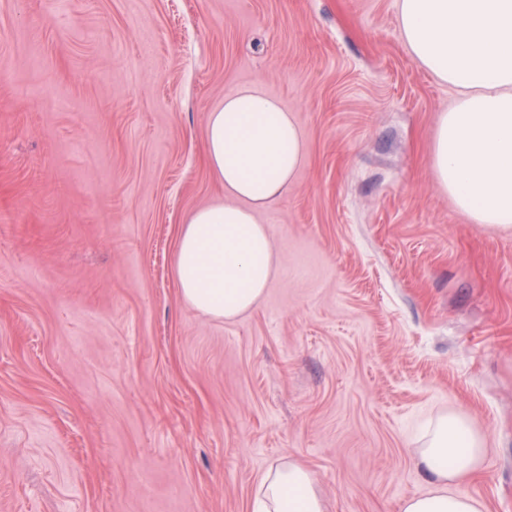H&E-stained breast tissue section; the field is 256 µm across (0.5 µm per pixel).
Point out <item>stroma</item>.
<instances>
[{"instance_id": "1", "label": "stroma", "mask_w": 512, "mask_h": 512, "mask_svg": "<svg viewBox=\"0 0 512 512\" xmlns=\"http://www.w3.org/2000/svg\"><path fill=\"white\" fill-rule=\"evenodd\" d=\"M256 83L307 154L259 213L277 274L223 322L174 261L225 199L208 114ZM451 98L397 0H0V512H252L288 459L327 512H400L446 411L512 512V226L434 178Z\"/></svg>"}]
</instances>
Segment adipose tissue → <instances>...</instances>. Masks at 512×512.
Masks as SVG:
<instances>
[{"label": "adipose tissue", "instance_id": "ef3b65f1", "mask_svg": "<svg viewBox=\"0 0 512 512\" xmlns=\"http://www.w3.org/2000/svg\"><path fill=\"white\" fill-rule=\"evenodd\" d=\"M403 42L447 84L452 102L438 120L430 164L439 187L477 224H512V0H398ZM206 159L226 202L196 210L175 256L181 299L198 313L231 321L264 296L276 267L256 214L294 181L306 156L301 125L278 98L254 84L208 114ZM430 492L401 512H482L462 487L482 467V437L461 416L434 419L415 451ZM253 512H326L315 479L283 460L269 467Z\"/></svg>", "mask_w": 512, "mask_h": 512}]
</instances>
